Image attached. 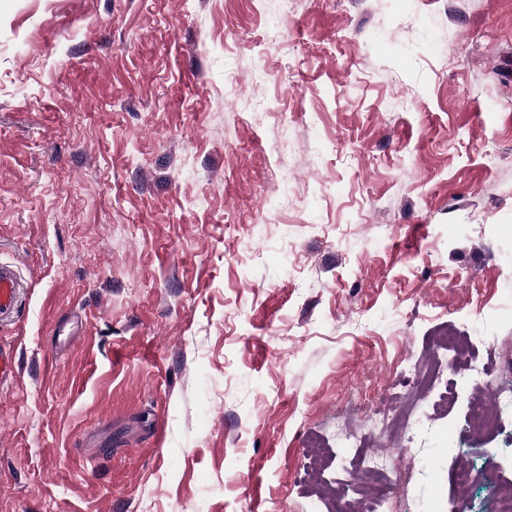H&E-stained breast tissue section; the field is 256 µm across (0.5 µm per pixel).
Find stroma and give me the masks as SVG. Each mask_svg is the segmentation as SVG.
Instances as JSON below:
<instances>
[{
  "label": "stroma",
  "instance_id": "obj_1",
  "mask_svg": "<svg viewBox=\"0 0 512 512\" xmlns=\"http://www.w3.org/2000/svg\"><path fill=\"white\" fill-rule=\"evenodd\" d=\"M0 257V512H327L309 441L402 445L348 396L445 326L512 374V0H0ZM457 393L407 512L512 484V402L468 449ZM24 288L25 279L18 268L0 261V324L17 318Z\"/></svg>",
  "mask_w": 512,
  "mask_h": 512
}]
</instances>
